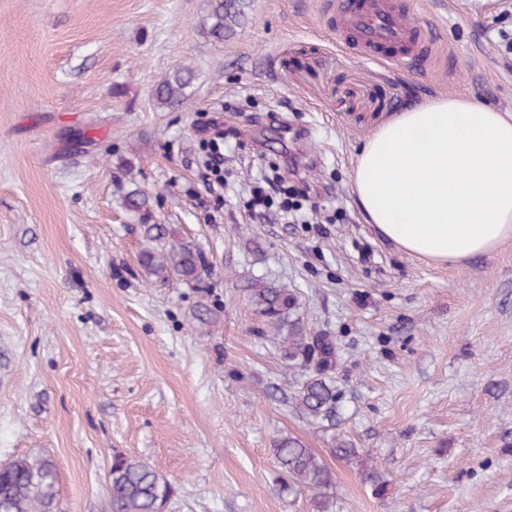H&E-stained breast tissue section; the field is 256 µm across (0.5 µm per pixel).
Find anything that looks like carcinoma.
<instances>
[{
  "label": "carcinoma",
  "instance_id": "1",
  "mask_svg": "<svg viewBox=\"0 0 512 512\" xmlns=\"http://www.w3.org/2000/svg\"><path fill=\"white\" fill-rule=\"evenodd\" d=\"M245 0H212L204 22L218 40L231 35L244 15ZM192 69L178 66L158 83L152 96L157 106L171 109L185 99ZM129 211L147 218L151 198L135 187L127 192ZM145 245L139 263L148 277L205 288L207 262L191 242L174 241L163 224H142ZM255 311L277 333L286 369L302 377L292 405L309 423L334 425L340 392L333 377L336 344L330 336L307 334L298 313L296 294L288 288L257 285L250 289ZM278 467L290 490H307L317 512H333L337 501L334 474L323 457L300 439L288 435L274 448ZM57 468L47 456L24 457L0 464V512H52L57 496ZM110 512H163L172 494L170 482L147 462L133 456H113L109 471Z\"/></svg>",
  "mask_w": 512,
  "mask_h": 512
}]
</instances>
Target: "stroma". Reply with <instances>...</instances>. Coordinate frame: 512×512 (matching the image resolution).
<instances>
[{
    "instance_id": "obj_1",
    "label": "stroma",
    "mask_w": 512,
    "mask_h": 512,
    "mask_svg": "<svg viewBox=\"0 0 512 512\" xmlns=\"http://www.w3.org/2000/svg\"><path fill=\"white\" fill-rule=\"evenodd\" d=\"M411 2L440 34L428 65L365 59L327 0H247L221 41L211 0H0V463L52 458L54 512H108L117 454L168 479L165 512H315L276 466L288 434L334 472L339 512H512V240L429 262L381 238L352 188L360 146L407 108L512 115V0ZM179 65L186 99L156 108ZM217 109L232 133L213 223L199 170ZM271 173L297 190L294 222L247 207ZM134 182L205 255L207 288L147 277ZM257 282L295 289L335 339L333 429L282 401Z\"/></svg>"
}]
</instances>
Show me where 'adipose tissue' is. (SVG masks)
Returning <instances> with one entry per match:
<instances>
[{
    "instance_id": "adipose-tissue-1",
    "label": "adipose tissue",
    "mask_w": 512,
    "mask_h": 512,
    "mask_svg": "<svg viewBox=\"0 0 512 512\" xmlns=\"http://www.w3.org/2000/svg\"><path fill=\"white\" fill-rule=\"evenodd\" d=\"M367 223L446 263L512 239V118L464 99L401 112L361 146L352 173Z\"/></svg>"
}]
</instances>
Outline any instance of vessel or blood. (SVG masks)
<instances>
[{"instance_id":"obj_1","label":"vessel or blood","mask_w":512,"mask_h":512,"mask_svg":"<svg viewBox=\"0 0 512 512\" xmlns=\"http://www.w3.org/2000/svg\"><path fill=\"white\" fill-rule=\"evenodd\" d=\"M336 21L355 50L373 60L428 53L424 27L395 0H336Z\"/></svg>"}]
</instances>
